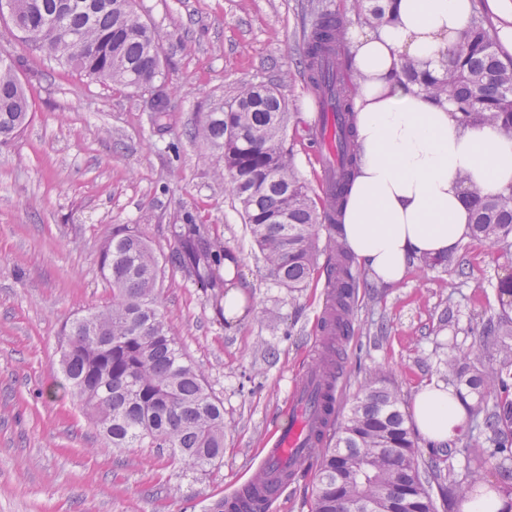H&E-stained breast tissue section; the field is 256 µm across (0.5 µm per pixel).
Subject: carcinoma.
Returning a JSON list of instances; mask_svg holds the SVG:
<instances>
[{"label": "carcinoma", "instance_id": "obj_1", "mask_svg": "<svg viewBox=\"0 0 512 512\" xmlns=\"http://www.w3.org/2000/svg\"><path fill=\"white\" fill-rule=\"evenodd\" d=\"M0 0L29 48L60 65L73 67L100 83L149 90L162 75L146 64L159 54L157 35L130 0ZM348 9L368 25L392 20V0H350ZM346 16L318 12L303 32V72L314 93L344 114L343 158L322 195L313 198L296 169L284 139L289 113L282 95L258 85L242 87L228 110L208 115L189 131L219 151L218 176L238 201L245 223L276 283L293 292L306 287L319 259L328 285L336 289L330 319L342 336L351 331L350 304L359 279L351 253L337 235L341 207L354 178L357 147L352 94L344 84L345 45L340 38ZM77 33L81 55L65 50L61 30ZM405 79L435 99H446L465 120L496 126L512 137V62L500 58L485 21L474 17L439 70L404 61ZM32 116V102L14 62L0 50V146L12 143ZM472 236L497 249L512 266V193L472 194ZM177 246L171 264L210 292L216 314L228 289L216 272L225 258L235 259L212 241L202 224L185 214L174 228ZM112 301L76 319L67 331L60 365L71 396L89 412L104 443L114 449L168 448L193 467L224 458V404L209 391L203 373L187 361L159 305L161 265L144 238L128 224L112 229L101 255ZM336 333L324 337L325 352L315 371L336 377ZM448 381L463 384L469 417L478 436L460 479L449 450L419 453L395 390L383 370L364 385L320 454L313 512H353V505L392 495L400 482L414 483L416 512H437L435 498L463 500L480 494L490 465L512 481V319L507 309L489 317L482 343L468 353L448 347L441 360Z\"/></svg>", "mask_w": 512, "mask_h": 512}]
</instances>
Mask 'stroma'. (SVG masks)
I'll use <instances>...</instances> for the list:
<instances>
[{"label":"stroma","instance_id":"1","mask_svg":"<svg viewBox=\"0 0 512 512\" xmlns=\"http://www.w3.org/2000/svg\"><path fill=\"white\" fill-rule=\"evenodd\" d=\"M157 32L171 112L156 126L147 93L62 69L22 43L0 15V48L18 61L31 121L0 147V512H212L250 476L320 355L325 275L295 292L268 275L238 204L217 179L212 149L188 132L242 85L276 88L292 111L286 145L311 194L324 172L312 140L319 109L300 65L312 0H137ZM192 213L239 258L249 314L226 323L197 284L166 262L172 227ZM117 224L136 225L163 259L161 310L224 404V459L202 470L165 448L102 447L88 414L61 387L72 321L107 305L100 257ZM362 286L353 332L339 348L342 406L378 365L410 411L439 377L449 346L479 345L512 274L469 238L447 264H414L396 287L355 266Z\"/></svg>","mask_w":512,"mask_h":512}]
</instances>
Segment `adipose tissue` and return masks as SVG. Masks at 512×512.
<instances>
[{
  "mask_svg": "<svg viewBox=\"0 0 512 512\" xmlns=\"http://www.w3.org/2000/svg\"><path fill=\"white\" fill-rule=\"evenodd\" d=\"M475 9V0H396L391 22L346 31L359 154L341 234L368 273L389 287L401 283L411 262L447 255L467 239L472 192H512V137L461 122L447 101L402 75L407 58L436 68ZM468 419L455 389L422 383L412 421L424 439H458Z\"/></svg>",
  "mask_w": 512,
  "mask_h": 512,
  "instance_id": "adipose-tissue-1",
  "label": "adipose tissue"
}]
</instances>
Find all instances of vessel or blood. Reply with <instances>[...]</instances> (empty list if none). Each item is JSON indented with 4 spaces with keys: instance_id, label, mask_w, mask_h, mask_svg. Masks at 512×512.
Listing matches in <instances>:
<instances>
[{
    "instance_id": "b4317fda",
    "label": "vessel or blood",
    "mask_w": 512,
    "mask_h": 512,
    "mask_svg": "<svg viewBox=\"0 0 512 512\" xmlns=\"http://www.w3.org/2000/svg\"><path fill=\"white\" fill-rule=\"evenodd\" d=\"M314 383L313 376L296 381L288 400V412L280 417L261 464L239 487V494L253 493L266 503L280 500L293 480L309 469L313 457L309 444L315 437H329L334 413L322 414L310 409L308 400Z\"/></svg>"
}]
</instances>
